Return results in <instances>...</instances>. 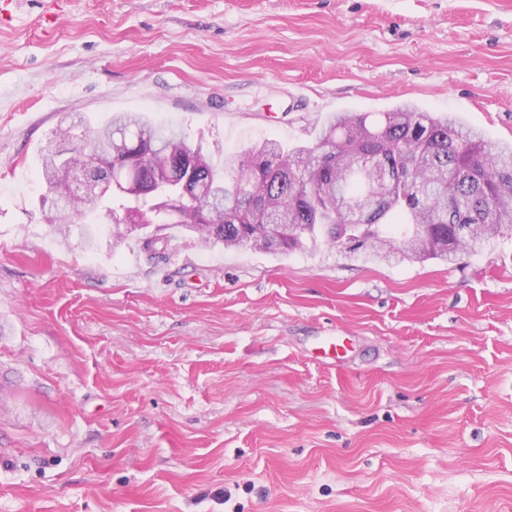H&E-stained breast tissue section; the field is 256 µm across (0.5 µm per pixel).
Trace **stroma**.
Listing matches in <instances>:
<instances>
[{
    "label": "stroma",
    "mask_w": 512,
    "mask_h": 512,
    "mask_svg": "<svg viewBox=\"0 0 512 512\" xmlns=\"http://www.w3.org/2000/svg\"><path fill=\"white\" fill-rule=\"evenodd\" d=\"M410 103L512 143V0H27L0 23V512H512V241L272 255L47 223L62 119L214 162ZM347 337L342 367L311 359Z\"/></svg>",
    "instance_id": "35a3bbf8"
}]
</instances>
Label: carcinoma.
<instances>
[{
    "mask_svg": "<svg viewBox=\"0 0 512 512\" xmlns=\"http://www.w3.org/2000/svg\"><path fill=\"white\" fill-rule=\"evenodd\" d=\"M89 146L72 145L66 159L41 149L50 194L71 169L89 166L95 183L123 211L139 214L148 201L124 191L136 182L176 194L185 176L181 157L202 158L196 181L205 196L185 203L206 247H249L288 253L333 245L367 258L393 253L415 261L448 259L479 250L477 244L512 240V146L501 145L456 117L434 116L405 105L388 112H339L323 122L313 146L267 140L219 166L178 128L141 113L119 112L88 131ZM378 157L391 179L378 178ZM370 194L378 207L364 221L343 208ZM103 196L76 198L61 224H79Z\"/></svg>",
    "mask_w": 512,
    "mask_h": 512,
    "instance_id": "1",
    "label": "carcinoma"
}]
</instances>
